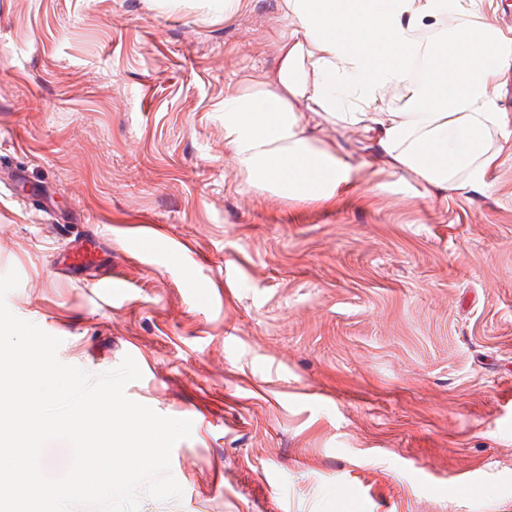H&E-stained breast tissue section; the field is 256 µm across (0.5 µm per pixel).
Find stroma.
Instances as JSON below:
<instances>
[{"instance_id":"stroma-1","label":"stroma","mask_w":512,"mask_h":512,"mask_svg":"<svg viewBox=\"0 0 512 512\" xmlns=\"http://www.w3.org/2000/svg\"><path fill=\"white\" fill-rule=\"evenodd\" d=\"M285 29L281 0H0V166L32 202L0 192L7 306L64 364L132 357L127 396L191 420L181 496L139 512H512V138L445 195L257 191L224 101ZM74 238L91 269L68 280ZM68 248L57 257V269L64 276H71L77 270L83 268V260L87 254L84 245L76 238L67 243Z\"/></svg>"}]
</instances>
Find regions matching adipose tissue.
I'll use <instances>...</instances> for the list:
<instances>
[{
	"mask_svg": "<svg viewBox=\"0 0 512 512\" xmlns=\"http://www.w3.org/2000/svg\"><path fill=\"white\" fill-rule=\"evenodd\" d=\"M292 31L270 75L224 101V140L260 191L327 201L351 186L339 140L308 117L372 136L389 169L445 193L481 183L498 161L494 137L512 136L497 106L512 70V35L466 0H282ZM462 23L448 29L449 15ZM424 64L422 79L408 69Z\"/></svg>",
	"mask_w": 512,
	"mask_h": 512,
	"instance_id": "ef3b65f1",
	"label": "adipose tissue"
}]
</instances>
